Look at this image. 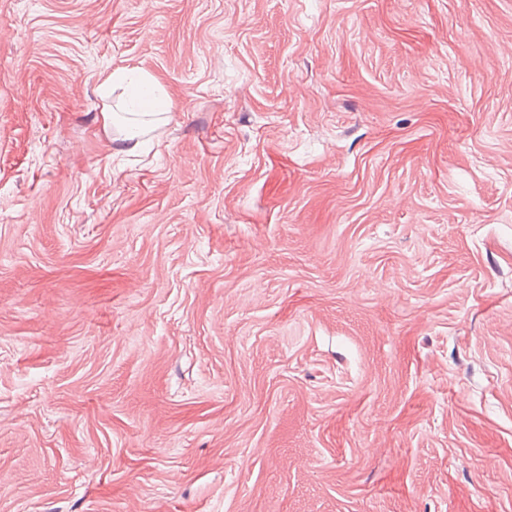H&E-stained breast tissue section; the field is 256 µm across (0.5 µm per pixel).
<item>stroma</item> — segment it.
Instances as JSON below:
<instances>
[{
	"mask_svg": "<svg viewBox=\"0 0 512 512\" xmlns=\"http://www.w3.org/2000/svg\"><path fill=\"white\" fill-rule=\"evenodd\" d=\"M0 512H512V0H0ZM138 82L141 86L146 87L150 90L152 97L140 101L139 106L144 108V112H125L127 114H163L165 112L160 111L166 105L167 94L163 86L156 80V78L148 73H141L139 75ZM158 111V112H156Z\"/></svg>",
	"mask_w": 512,
	"mask_h": 512,
	"instance_id": "35a3bbf8",
	"label": "stroma"
}]
</instances>
